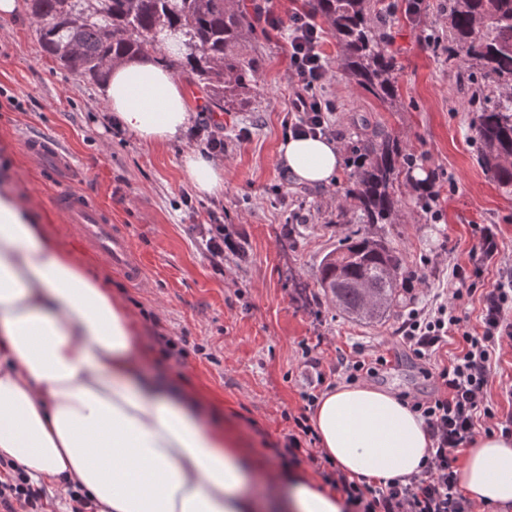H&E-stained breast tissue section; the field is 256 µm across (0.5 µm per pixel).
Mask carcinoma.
Wrapping results in <instances>:
<instances>
[{"label": "carcinoma", "instance_id": "obj_1", "mask_svg": "<svg viewBox=\"0 0 512 512\" xmlns=\"http://www.w3.org/2000/svg\"><path fill=\"white\" fill-rule=\"evenodd\" d=\"M43 51L62 67L100 80L120 61L157 52L170 34L182 57L170 61L202 88L210 103L231 111L260 69L246 50L254 25L235 0H25ZM304 10L332 28L337 66L380 103L397 107L396 56L372 0H304ZM448 64L466 74L473 128L484 170L512 187V0H448ZM345 189L355 223L373 231L347 237L320 261L317 283L344 314L376 320L399 302L403 259L378 224H394L402 168L409 165L389 135L362 138Z\"/></svg>", "mask_w": 512, "mask_h": 512}]
</instances>
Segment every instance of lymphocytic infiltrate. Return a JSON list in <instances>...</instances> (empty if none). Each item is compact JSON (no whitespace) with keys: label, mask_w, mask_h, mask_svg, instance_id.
<instances>
[{"label":"lymphocytic infiltrate","mask_w":512,"mask_h":512,"mask_svg":"<svg viewBox=\"0 0 512 512\" xmlns=\"http://www.w3.org/2000/svg\"><path fill=\"white\" fill-rule=\"evenodd\" d=\"M260 20L268 31L284 26L289 29L288 68L302 89L300 116L289 124V131L294 135L335 136L329 120L332 106L316 94L329 75L319 49L318 25L307 14L295 13L285 21L270 9L261 14ZM498 253L495 233L491 228H481L470 267L454 269L450 299L411 307L402 322L405 346L424 363L447 345L449 336H461L458 352L436 373L433 393L407 401L411 411L422 418L431 441L419 472L379 485L349 478L316 448L317 436L307 412L295 417V429L283 448L277 449V456L292 465L310 463L326 485L344 496L347 512H473L472 502L458 488L452 463L480 433L512 436V411H503L487 399L492 362L503 345L512 346V273L481 293L479 328H467L454 303L477 292L485 262ZM50 504L44 486L35 484L14 461L0 459V512H48Z\"/></svg>","instance_id":"1"}]
</instances>
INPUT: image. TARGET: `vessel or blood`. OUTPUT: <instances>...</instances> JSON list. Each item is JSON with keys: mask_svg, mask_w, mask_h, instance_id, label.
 <instances>
[{"mask_svg": "<svg viewBox=\"0 0 512 512\" xmlns=\"http://www.w3.org/2000/svg\"><path fill=\"white\" fill-rule=\"evenodd\" d=\"M26 150L31 157L42 161L49 179H56L58 172L68 165L67 157L45 137L30 138ZM53 202L68 217L84 244L104 256L131 284L138 286L143 283L144 266L132 249L125 225L113 223L108 210L75 189L56 193Z\"/></svg>", "mask_w": 512, "mask_h": 512, "instance_id": "b4317fda", "label": "vessel or blood"}]
</instances>
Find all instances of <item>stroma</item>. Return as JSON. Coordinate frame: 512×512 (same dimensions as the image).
<instances>
[{
    "instance_id": "stroma-1",
    "label": "stroma",
    "mask_w": 512,
    "mask_h": 512,
    "mask_svg": "<svg viewBox=\"0 0 512 512\" xmlns=\"http://www.w3.org/2000/svg\"><path fill=\"white\" fill-rule=\"evenodd\" d=\"M388 6L385 30L397 73L400 104L391 109L338 71L336 37L322 32L321 51L331 71L321 89L332 100L336 140L343 150L364 129L400 141L414 167L400 177L398 221L382 233L397 247L412 280L397 307L379 323L341 314L316 283L327 252L356 231L354 202L344 189L352 170L342 164L334 183L299 182L280 163L284 125L297 81L287 66V31L256 29L262 60L248 106L209 112L202 93L188 85L195 121H207L224 137V195L201 198L183 168L191 145H145L118 133L108 119L99 81L62 68L43 51L28 9L0 15V158L10 157V184L34 223L54 242L100 270L104 281L140 321L138 345L149 351V371L175 375L204 395L213 417L238 429L251 452L272 461L271 445L284 443L303 411V392L316 383L304 353L323 366L338 354L381 355L390 361L382 384L397 392L425 394L432 380L420 374L401 341V314L409 303L431 302L447 287L454 266H469L482 227L496 232L500 254L484 266L492 288L512 262V193L492 181L479 162L474 118L456 69L443 47L448 40V0H425L420 19L407 18L399 0ZM439 38L441 49L419 41L420 29ZM247 138H240V131ZM50 138L68 157L70 171L46 180L24 141ZM433 180L432 210L419 205L420 177ZM79 189L126 225L133 250L147 267L144 287H132L102 255L83 245L78 232L52 205L55 192ZM217 213L238 237L241 253L225 252L215 271L198 239V225ZM346 222H338V215ZM173 337L185 358H164L155 333Z\"/></svg>"
}]
</instances>
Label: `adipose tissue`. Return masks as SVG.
<instances>
[{
    "instance_id": "ef3b65f1",
    "label": "adipose tissue",
    "mask_w": 512,
    "mask_h": 512,
    "mask_svg": "<svg viewBox=\"0 0 512 512\" xmlns=\"http://www.w3.org/2000/svg\"><path fill=\"white\" fill-rule=\"evenodd\" d=\"M103 94L116 128L142 142L179 141L190 124L184 85L154 57L114 64ZM281 150L287 171L314 185L342 163L324 137H291ZM183 164L199 195L223 194L212 158L191 151ZM138 332L111 289L0 183V457L80 487L98 512H343L329 486L256 461L199 395L146 372ZM311 423L340 471L373 483L418 472L431 446L397 394L369 383L325 392ZM459 483L475 500L512 504V437H476Z\"/></svg>"
}]
</instances>
